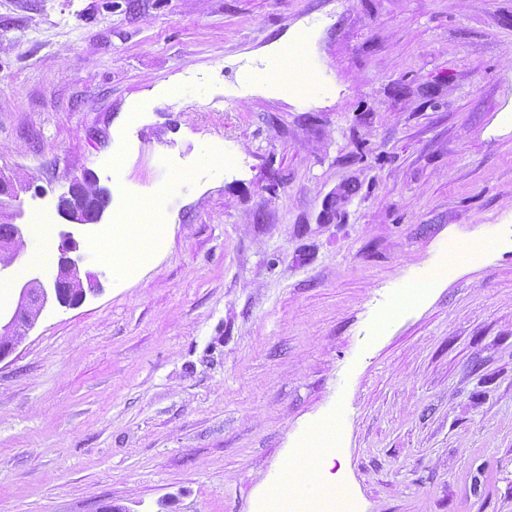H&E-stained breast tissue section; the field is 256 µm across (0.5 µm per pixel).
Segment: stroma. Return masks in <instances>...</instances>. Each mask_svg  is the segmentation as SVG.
<instances>
[{"instance_id":"1","label":"stroma","mask_w":512,"mask_h":512,"mask_svg":"<svg viewBox=\"0 0 512 512\" xmlns=\"http://www.w3.org/2000/svg\"><path fill=\"white\" fill-rule=\"evenodd\" d=\"M84 172L100 289L0 361V512H277L307 448L359 512H512V0H0L48 253ZM107 196L111 199V192L108 189L100 188L99 192L93 194H81L79 191L78 179L74 178L66 195L61 197L57 212L60 217L68 222L70 226H84L88 224L101 223L104 212L107 208H97L96 199L98 195ZM65 199L64 206H60Z\"/></svg>"}]
</instances>
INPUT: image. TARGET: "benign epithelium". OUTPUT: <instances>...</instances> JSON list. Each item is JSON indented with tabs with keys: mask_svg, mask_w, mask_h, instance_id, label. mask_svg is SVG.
<instances>
[{
	"mask_svg": "<svg viewBox=\"0 0 512 512\" xmlns=\"http://www.w3.org/2000/svg\"><path fill=\"white\" fill-rule=\"evenodd\" d=\"M100 195L109 197L111 192L102 188L97 194H83L75 179L63 196L65 204L57 208L58 215L71 226L99 224L105 212V209L97 207L96 199ZM26 235V225L15 224L12 237L0 243V254L12 256L9 264H14L21 257L15 246L25 244ZM78 250L79 242L74 233L60 232L56 264L48 270L30 273L17 287L14 309L0 310V362L15 350L47 306L56 303L62 307H75L84 300L86 292L94 290L98 283L97 275L87 270L85 255L73 256Z\"/></svg>",
	"mask_w": 512,
	"mask_h": 512,
	"instance_id": "benign-epithelium-1",
	"label": "benign epithelium"
}]
</instances>
